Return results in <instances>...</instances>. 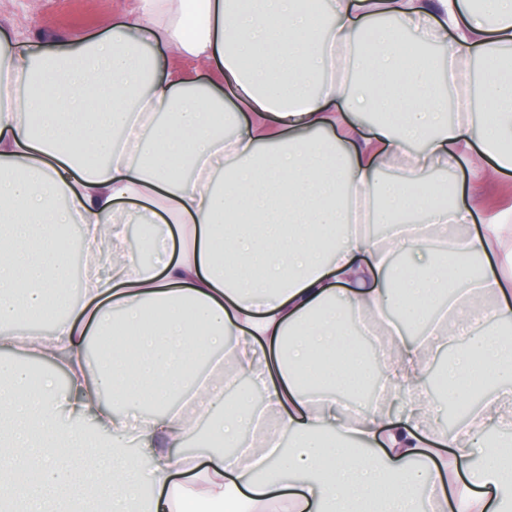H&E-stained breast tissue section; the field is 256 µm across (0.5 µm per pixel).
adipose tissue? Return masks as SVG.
I'll list each match as a JSON object with an SVG mask.
<instances>
[{
	"label": "adipose tissue",
	"mask_w": 512,
	"mask_h": 512,
	"mask_svg": "<svg viewBox=\"0 0 512 512\" xmlns=\"http://www.w3.org/2000/svg\"><path fill=\"white\" fill-rule=\"evenodd\" d=\"M327 11L325 32L301 0H138L98 38L0 58V348L60 316L32 345L39 381L0 358V512H512V209L475 232L462 186L446 204L420 179L475 146L486 179L512 171V0ZM409 33L443 45L436 70L405 61ZM470 56L480 94L452 122ZM73 224L98 258L76 299ZM132 224L153 228L151 264ZM364 320L393 349L377 378L397 413L350 414L340 392L369 374ZM445 350L439 401L421 380ZM222 369L251 384L231 413ZM448 401L470 408L452 431ZM193 421L236 453L196 468L178 453Z\"/></svg>",
	"instance_id": "ef3b65f1"
}]
</instances>
